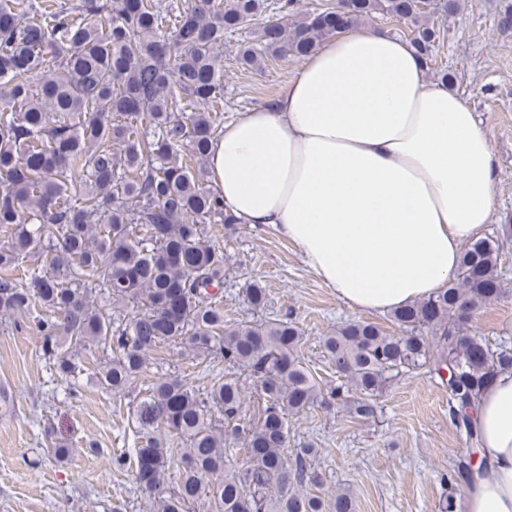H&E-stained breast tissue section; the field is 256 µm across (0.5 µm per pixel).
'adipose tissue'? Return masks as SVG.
<instances>
[{"label":"adipose tissue","instance_id":"adipose-tissue-1","mask_svg":"<svg viewBox=\"0 0 512 512\" xmlns=\"http://www.w3.org/2000/svg\"><path fill=\"white\" fill-rule=\"evenodd\" d=\"M407 40L350 25L272 104L224 126L209 178L238 223L267 227L354 309L427 298L494 214L497 164L476 112ZM462 512H512V371L474 413Z\"/></svg>","mask_w":512,"mask_h":512}]
</instances>
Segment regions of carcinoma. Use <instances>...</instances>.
Returning a JSON list of instances; mask_svg holds the SVG:
<instances>
[{
  "mask_svg": "<svg viewBox=\"0 0 512 512\" xmlns=\"http://www.w3.org/2000/svg\"><path fill=\"white\" fill-rule=\"evenodd\" d=\"M459 9L460 0L428 12L421 0H338L309 15L297 0H0V313L33 319L38 352L61 377H76L81 353L100 349L96 377L115 395L172 343L247 374L257 391L248 419L239 379L221 370L205 391L178 375L148 385L124 457L150 512L199 503L203 512H355L344 492H289L294 482L322 486L308 471L312 444L287 453L289 418L338 401L371 418L376 397L416 370L441 379L451 424L477 446L476 403L512 370L508 341L465 330L506 290L499 239L467 244L446 287L394 310L397 332L356 320L324 337L341 379L325 391L292 318L224 320V250L209 225L236 219L204 169L224 121L226 34L255 29L257 43L238 44L236 60L260 70L267 55L305 57L346 24L383 13L410 29L430 66L431 16ZM245 295L255 310L269 301L256 281ZM169 439L183 444L172 459ZM474 469L467 452L441 474L444 512H455Z\"/></svg>",
  "mask_w": 512,
  "mask_h": 512,
  "instance_id": "1",
  "label": "carcinoma"
}]
</instances>
